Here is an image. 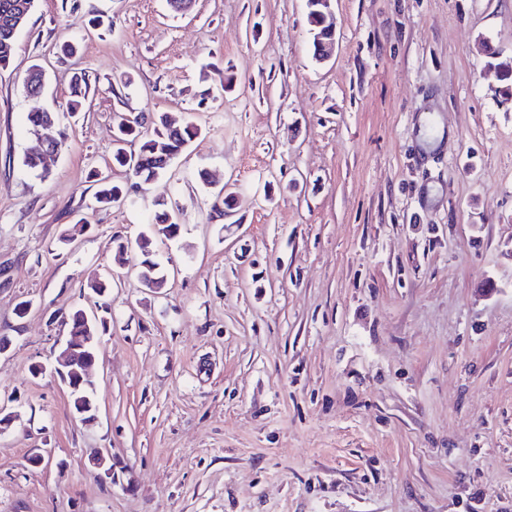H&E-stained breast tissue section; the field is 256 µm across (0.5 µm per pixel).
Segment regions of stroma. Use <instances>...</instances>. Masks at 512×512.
<instances>
[{
	"label": "stroma",
	"instance_id": "obj_1",
	"mask_svg": "<svg viewBox=\"0 0 512 512\" xmlns=\"http://www.w3.org/2000/svg\"><path fill=\"white\" fill-rule=\"evenodd\" d=\"M331 11L321 64L305 0H37L0 69V512H512V94L484 51L512 58V0ZM41 108L68 133L44 180ZM141 112L202 128L151 186L112 165ZM93 167L129 203L96 207ZM161 195L179 232L149 289ZM76 307L106 322L88 422L30 372ZM88 89V78L85 74H75L71 81L70 96L67 102V111L81 112ZM155 205L158 209L153 222L150 224L148 233L142 234L139 241V247L145 257L139 265V276L146 288H161L166 282L159 264L150 258L149 247L152 244V238L171 239L177 235L179 229L173 210L169 208L166 198L159 196Z\"/></svg>",
	"mask_w": 512,
	"mask_h": 512
}]
</instances>
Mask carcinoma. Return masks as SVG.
<instances>
[{"label": "carcinoma", "instance_id": "carcinoma-1", "mask_svg": "<svg viewBox=\"0 0 512 512\" xmlns=\"http://www.w3.org/2000/svg\"><path fill=\"white\" fill-rule=\"evenodd\" d=\"M36 0H0V68L8 66L15 50L16 37L7 29L8 23L15 17L27 22ZM88 89V78L84 74H76L71 81L67 111L76 113L82 110ZM32 134L53 138V142L61 146L65 142L66 132L60 126L57 113L41 110L29 114ZM201 128L189 120L181 125H170L169 117L164 112L152 114L150 122L144 116L132 118L122 117L118 122L116 147L112 153V163L128 172L138 180V184L152 185L161 181L167 174L172 161L180 155L199 136ZM139 141V149L128 152L124 144ZM90 177L97 184L96 200L103 206L119 203L126 198L123 188L112 182L107 175L93 169ZM157 211L147 233L141 235L139 247L144 259L139 265V276L147 288H162L166 279L160 271L159 264L151 259L149 250L154 238L171 239L177 235L178 223L173 210L169 208L165 197L156 200ZM70 328L88 325V328L76 332L78 336L98 335L97 323L84 322L81 309L75 308L65 317Z\"/></svg>", "mask_w": 512, "mask_h": 512}]
</instances>
